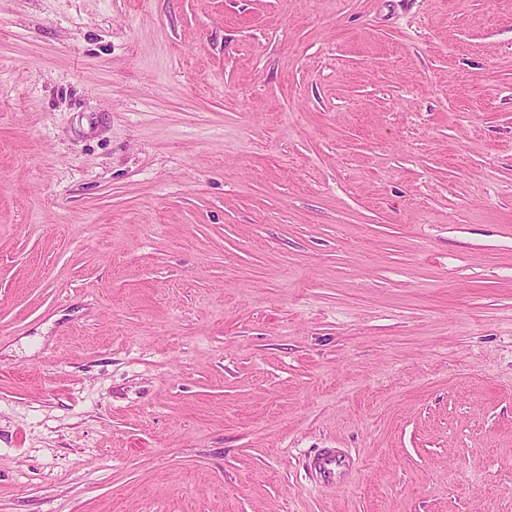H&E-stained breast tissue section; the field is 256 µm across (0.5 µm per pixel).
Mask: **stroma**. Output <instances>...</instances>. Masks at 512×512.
Here are the masks:
<instances>
[{"mask_svg": "<svg viewBox=\"0 0 512 512\" xmlns=\"http://www.w3.org/2000/svg\"><path fill=\"white\" fill-rule=\"evenodd\" d=\"M0 512H512V0H0ZM309 466L319 482L326 485L344 481L352 472L350 459L336 448H325L315 454Z\"/></svg>", "mask_w": 512, "mask_h": 512, "instance_id": "obj_1", "label": "stroma"}]
</instances>
